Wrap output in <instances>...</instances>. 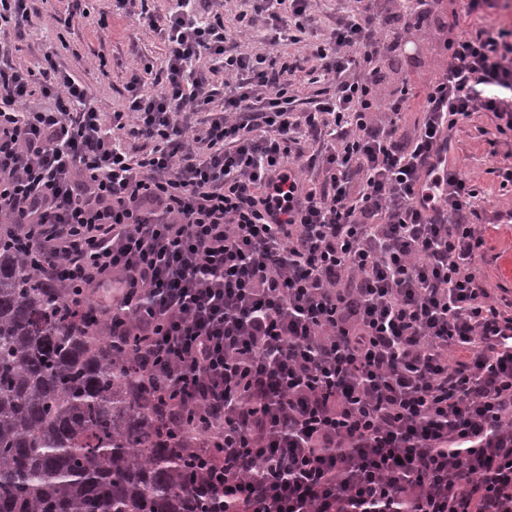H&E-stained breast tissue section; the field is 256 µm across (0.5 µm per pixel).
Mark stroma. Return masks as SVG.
I'll return each mask as SVG.
<instances>
[{
  "label": "stroma",
  "mask_w": 512,
  "mask_h": 512,
  "mask_svg": "<svg viewBox=\"0 0 512 512\" xmlns=\"http://www.w3.org/2000/svg\"><path fill=\"white\" fill-rule=\"evenodd\" d=\"M87 17L77 18L74 27L57 25V18L72 9L70 0H35L34 29L27 40L12 41L13 60L21 65H34L45 49H53L59 62L94 90L98 106L111 111L124 99V85L137 59L142 56L161 58L164 46L149 27L135 23L125 13L114 10L112 0H86ZM107 16L109 27L100 31L98 20ZM106 67H99V59ZM494 123L488 114L476 115L456 132L452 154L459 168L484 190V206L489 211L512 210V190H503L493 170L512 142L495 136ZM490 251L484 269L492 284L512 290V279L503 266L512 258V223L490 231Z\"/></svg>",
  "instance_id": "35a3bbf8"
}]
</instances>
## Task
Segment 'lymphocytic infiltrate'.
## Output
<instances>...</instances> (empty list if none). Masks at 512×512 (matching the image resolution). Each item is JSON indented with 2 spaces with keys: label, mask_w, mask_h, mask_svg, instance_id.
Returning a JSON list of instances; mask_svg holds the SVG:
<instances>
[{
  "label": "lymphocytic infiltrate",
  "mask_w": 512,
  "mask_h": 512,
  "mask_svg": "<svg viewBox=\"0 0 512 512\" xmlns=\"http://www.w3.org/2000/svg\"><path fill=\"white\" fill-rule=\"evenodd\" d=\"M114 2L164 56L112 111L0 43V224L208 429L201 512H512V298L482 269L512 211L480 224L483 190L431 166L475 114L512 139V25L357 0L317 41L314 0ZM429 39L403 135L382 64ZM420 60L421 62L419 64L412 66L406 58L399 57L393 61L392 65L388 66V64H386L385 66L387 78L383 85L384 90L390 89L394 81L393 79L396 77L395 73L402 70L408 72V78L413 84L414 93H420L418 97H414L411 100L409 107L401 114V118L398 121L399 132L401 134H410L419 118L422 103V87L432 77L434 69L437 66L435 47L433 45L427 47L425 53L420 55Z\"/></svg>",
  "instance_id": "1"
}]
</instances>
